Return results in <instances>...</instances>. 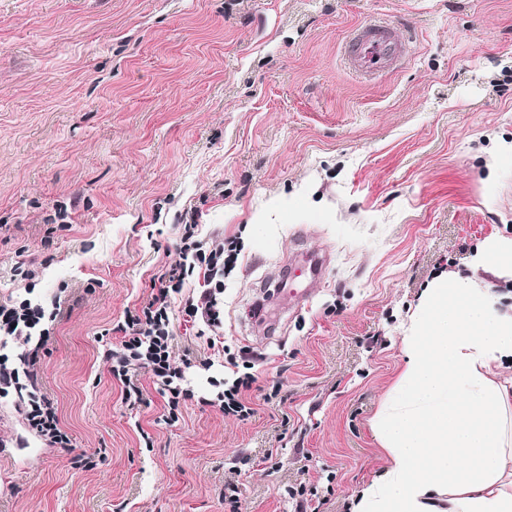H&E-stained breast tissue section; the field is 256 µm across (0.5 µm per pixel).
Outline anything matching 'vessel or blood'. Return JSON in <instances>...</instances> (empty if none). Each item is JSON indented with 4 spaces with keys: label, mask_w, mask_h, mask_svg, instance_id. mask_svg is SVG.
Here are the masks:
<instances>
[{
    "label": "vessel or blood",
    "mask_w": 512,
    "mask_h": 512,
    "mask_svg": "<svg viewBox=\"0 0 512 512\" xmlns=\"http://www.w3.org/2000/svg\"><path fill=\"white\" fill-rule=\"evenodd\" d=\"M407 52L405 39L392 24L370 19L355 27L343 44L347 65L366 77H374L397 68Z\"/></svg>",
    "instance_id": "obj_1"
}]
</instances>
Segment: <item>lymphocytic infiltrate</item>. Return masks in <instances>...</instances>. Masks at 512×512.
Segmentation results:
<instances>
[{"instance_id": "obj_1", "label": "lymphocytic infiltrate", "mask_w": 512, "mask_h": 512, "mask_svg": "<svg viewBox=\"0 0 512 512\" xmlns=\"http://www.w3.org/2000/svg\"><path fill=\"white\" fill-rule=\"evenodd\" d=\"M181 262L168 275L159 276L156 293L140 312L126 313L123 322L114 327L119 339L110 344L105 357L110 371L121 385L122 401L128 406L142 403L144 389L139 380L141 370H148L155 379L165 401L166 423L178 421L181 406L193 399L185 371L170 359L173 340V322L176 314H183L189 322H200L215 328L221 322L219 296L224 292V243L220 240L205 242L195 223L180 225ZM199 276L202 289L198 296L181 302L180 310H173L187 278ZM46 317L43 304L28 298L0 303V339L29 341L38 336L47 342L49 330L40 326ZM38 350L22 351L19 357L0 355V397L16 395L25 404L24 418L29 428L49 445L67 448L69 436L61 429L55 409L45 397L35 392L37 386ZM255 374L246 372L235 378L231 385L210 399V406L224 414L245 420L254 410L246 398L256 383Z\"/></svg>"}]
</instances>
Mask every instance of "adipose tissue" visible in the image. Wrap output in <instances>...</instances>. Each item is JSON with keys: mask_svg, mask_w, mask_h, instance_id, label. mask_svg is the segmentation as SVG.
I'll use <instances>...</instances> for the list:
<instances>
[{"mask_svg": "<svg viewBox=\"0 0 512 512\" xmlns=\"http://www.w3.org/2000/svg\"><path fill=\"white\" fill-rule=\"evenodd\" d=\"M374 420L390 463L352 512H512V290L424 289Z\"/></svg>", "mask_w": 512, "mask_h": 512, "instance_id": "obj_1", "label": "adipose tissue"}]
</instances>
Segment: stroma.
Wrapping results in <instances>:
<instances>
[{
    "label": "stroma",
    "instance_id": "stroma-1",
    "mask_svg": "<svg viewBox=\"0 0 512 512\" xmlns=\"http://www.w3.org/2000/svg\"><path fill=\"white\" fill-rule=\"evenodd\" d=\"M372 16L405 19L412 51L363 78L341 47ZM190 209L237 246L222 332L254 357L245 421L199 404L230 371L192 324L173 362L214 365L177 423L150 372L123 404L103 356ZM501 235L512 0H0V301L21 262L32 299H60L40 385L72 440L0 403V512H229L230 480L239 512H295L299 485L349 512L389 461L373 422L421 292Z\"/></svg>",
    "mask_w": 512,
    "mask_h": 512
}]
</instances>
